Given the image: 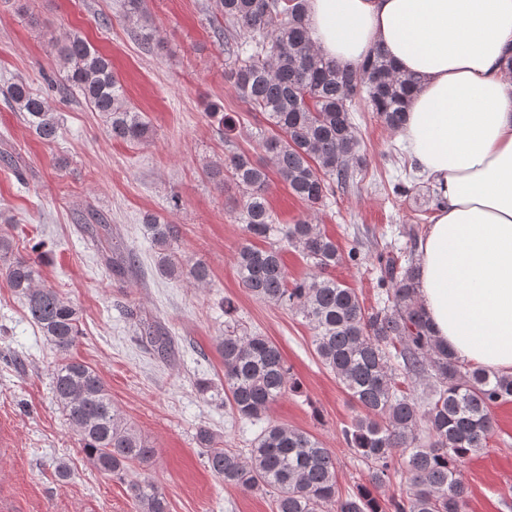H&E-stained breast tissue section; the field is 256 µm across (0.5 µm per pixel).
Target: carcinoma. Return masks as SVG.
<instances>
[{"label": "carcinoma", "instance_id": "cac0c4a2", "mask_svg": "<svg viewBox=\"0 0 512 512\" xmlns=\"http://www.w3.org/2000/svg\"><path fill=\"white\" fill-rule=\"evenodd\" d=\"M219 8L230 51L224 79L249 110L265 114L259 147L290 194L316 209L366 167L356 105L366 103L397 132L413 79L379 50L357 63L325 58L310 34L305 0H219ZM60 57L69 65L71 86L104 116L113 138L139 143L149 137V123L128 105L111 62L86 39H67ZM4 95L39 138H58L59 116L45 97L23 81L10 84ZM210 177L233 184L240 196L235 219L245 238L235 267L242 286L255 299L302 316L313 330L315 356L358 410L342 434L367 467L370 482L340 494L330 449L313 434L270 419L280 399L300 392V382L275 343L239 330L236 321L225 323L217 341L224 383L213 387L203 380L198 387L203 393L215 390L235 419L261 428L245 454L199 428L196 442L205 449L208 470L226 487L274 491L275 512H467L463 465L486 447L494 431L493 409L512 401V376L464 363L435 339L417 299L415 247L402 262L378 256V287L386 298L367 307L355 289L330 275L341 255L320 225L309 219L278 223L265 165L236 150ZM145 229L157 246L160 274L197 286L210 283L205 262L175 252L176 225L148 215ZM286 245L303 256L310 276L288 282ZM0 279L24 298L30 320L59 354L53 393L90 466L122 479L134 465L149 462L155 449L116 409L103 378L68 357L80 336L78 310L65 294L41 283L38 265L16 255L13 240L2 234ZM145 340L164 359L172 350L159 331H147ZM397 476L406 491L385 494ZM127 486L139 512H169L154 482L129 480Z\"/></svg>", "mask_w": 512, "mask_h": 512}]
</instances>
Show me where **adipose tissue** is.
<instances>
[{
	"mask_svg": "<svg viewBox=\"0 0 512 512\" xmlns=\"http://www.w3.org/2000/svg\"><path fill=\"white\" fill-rule=\"evenodd\" d=\"M326 58L381 49L416 78L401 139L445 203L419 299L456 357L512 375V0H308Z\"/></svg>",
	"mask_w": 512,
	"mask_h": 512,
	"instance_id": "1",
	"label": "adipose tissue"
}]
</instances>
